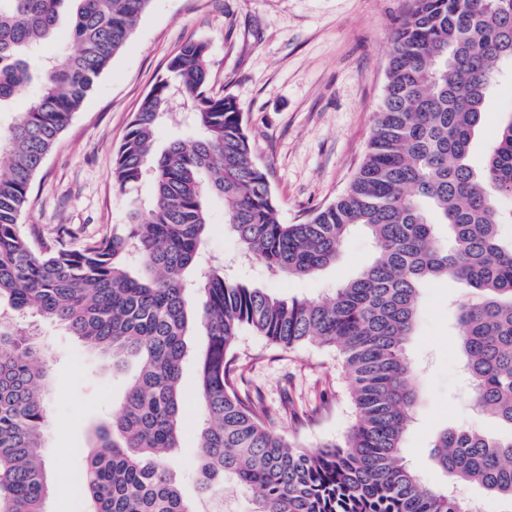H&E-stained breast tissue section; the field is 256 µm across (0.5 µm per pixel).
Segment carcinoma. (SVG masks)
Masks as SVG:
<instances>
[{"instance_id":"obj_1","label":"carcinoma","mask_w":512,"mask_h":512,"mask_svg":"<svg viewBox=\"0 0 512 512\" xmlns=\"http://www.w3.org/2000/svg\"><path fill=\"white\" fill-rule=\"evenodd\" d=\"M151 0H0V109L37 77L41 93L0 127V299L55 320L74 336L140 370L112 422L96 429L82 477L89 512H193L173 474L186 338L197 359L207 415L199 432L201 486L231 477L253 492L255 512H480L446 489L424 486L402 455L418 402L413 336L425 281L469 289L456 307L468 399L507 429L466 426L433 442L453 482L476 485L512 512V240L498 228L512 211V117L482 168L472 141L491 106L501 61H512V0H407L363 161L336 201L284 224L243 112L208 89L209 51L185 43L168 76L141 100L116 153L112 178L126 195L125 224L101 238L46 240L20 224L33 177ZM57 60L36 49L60 37ZM196 138L154 152L174 100ZM152 184L149 203L139 188ZM224 199V230L242 255L274 277H308L336 262L364 231L374 250L351 280L321 299L283 298L215 266L193 280L207 233L208 198ZM249 329L291 349H333L350 383L354 421L343 443L304 450L273 427L260 397L241 392L233 365ZM52 375L38 334L0 313V512H48L46 396Z\"/></svg>"}]
</instances>
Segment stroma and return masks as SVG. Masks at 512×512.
Returning <instances> with one entry per match:
<instances>
[{
    "instance_id": "35a3bbf8",
    "label": "stroma",
    "mask_w": 512,
    "mask_h": 512,
    "mask_svg": "<svg viewBox=\"0 0 512 512\" xmlns=\"http://www.w3.org/2000/svg\"><path fill=\"white\" fill-rule=\"evenodd\" d=\"M404 6L405 0H152L34 176L22 223L47 238L65 228L82 242L124 224L126 197L112 179L115 152L142 98L166 76L169 57L189 41L209 47L210 92L240 105L256 158L269 171L280 221L293 224L329 205L348 187L371 138ZM510 115L512 73L506 71L493 85L492 107L475 135L473 166H481ZM208 222L203 264L221 261L229 277L286 298L329 294L372 253L369 237L357 230L336 263L320 273L274 277L261 262L242 259L237 240L225 234L222 198H209ZM464 293L448 280L425 283L416 333L406 345L418 366L419 400L403 454L430 488L452 486L431 459L439 432L457 425L502 431L466 396L451 305ZM14 321L23 329L36 327L49 350V512H87L84 496L73 493L68 480L82 475L94 430L111 420L138 363L128 360L113 372L98 350L58 323L22 314ZM205 344L202 336L188 340L174 478L195 512H254L253 494L233 480L214 484L204 495L198 491L197 433L205 411L197 397L195 354ZM236 353L244 366L242 390L277 412V432L307 449L345 439L353 423L350 385L335 351L310 344L282 349L246 331L237 338ZM325 397L331 401L326 408L320 405Z\"/></svg>"
}]
</instances>
